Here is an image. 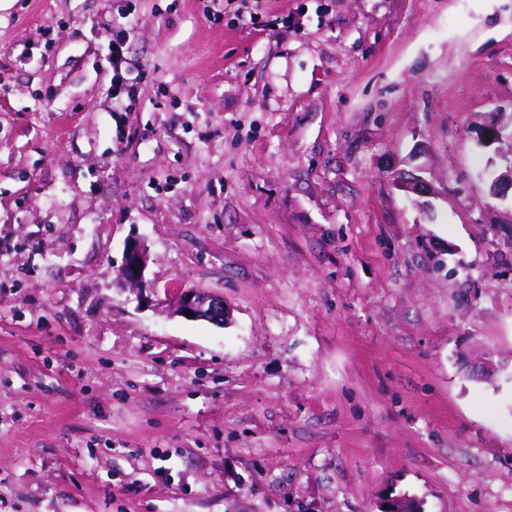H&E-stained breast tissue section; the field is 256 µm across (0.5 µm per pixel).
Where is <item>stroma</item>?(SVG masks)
<instances>
[{
	"label": "stroma",
	"instance_id": "1",
	"mask_svg": "<svg viewBox=\"0 0 512 512\" xmlns=\"http://www.w3.org/2000/svg\"><path fill=\"white\" fill-rule=\"evenodd\" d=\"M121 12L149 74L118 114ZM494 120L512 0H7L0 512H512ZM148 255L146 248L138 239L130 240L124 249V262L119 269L118 280L121 285L139 287L144 282ZM173 312L191 321H207L222 327L231 321L230 307L223 295L202 288H186L177 293L173 300ZM191 312L193 318L187 317Z\"/></svg>",
	"mask_w": 512,
	"mask_h": 512
}]
</instances>
